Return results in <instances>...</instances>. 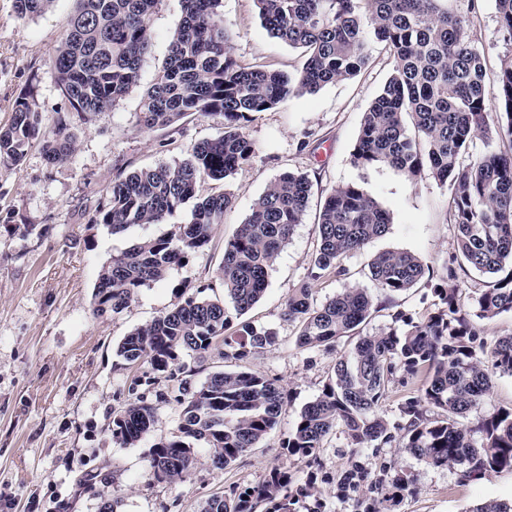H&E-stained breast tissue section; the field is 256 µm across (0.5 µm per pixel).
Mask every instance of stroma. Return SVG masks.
<instances>
[{
  "label": "stroma",
  "mask_w": 512,
  "mask_h": 512,
  "mask_svg": "<svg viewBox=\"0 0 512 512\" xmlns=\"http://www.w3.org/2000/svg\"><path fill=\"white\" fill-rule=\"evenodd\" d=\"M75 8L76 0H55L47 13L31 19L16 13L13 0H0V126L9 123L15 99L30 92L44 129H51L65 106L51 60ZM457 8L488 74H495L504 56L512 55V44L498 32L495 0H457ZM181 18V0H161L138 86L110 110L77 123L70 161L48 164L36 146L20 165L0 161V512H98L107 497L114 499L115 512H202L212 494L256 484L277 465L288 467L296 485L311 492L320 512H471L488 499H512V470L469 477L463 466L428 465L396 443L354 448L339 431L314 460L288 455L282 446L300 410L353 344L344 337L330 351L298 348V324L285 315L290 290L312 282L322 302L352 286L371 288L367 263L388 250L417 255L439 276L456 252L448 187L426 172L411 181L390 167L360 168L352 161L362 115L391 73L383 46H376L356 76L255 114L246 128L257 146L252 162L199 186L200 195L223 191L233 199L208 246L174 266L165 280L141 288L121 313H94L101 267L141 240L170 235L189 214L184 208L165 223L134 224L114 234L89 223L96 201L117 173L175 164L191 144L224 129L222 117L197 114L167 129L137 123L143 92L162 69ZM222 18L243 65L285 73L301 68L299 49L265 29L254 0H223ZM289 170L314 174L309 206L272 268L264 296L245 315L277 333L276 345L249 367L278 378L288 406L259 447L231 466L215 468L204 455L185 480L156 482L149 451L176 432L180 409L161 407L137 445L113 441L112 416L143 395L133 382L148 369L143 362L119 366L116 348L134 328L174 308L182 287L211 284L223 296L215 281L225 243L266 184ZM352 181L390 213V229L343 259L347 276L310 281L320 204L332 188ZM437 302L431 288L409 289L383 300L358 333L394 326L400 312L426 316ZM356 464L364 480L343 488V475ZM89 473L97 476L93 488L77 494L76 480Z\"/></svg>",
  "instance_id": "1"
}]
</instances>
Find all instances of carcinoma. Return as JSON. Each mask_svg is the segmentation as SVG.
Returning <instances> with one entry per match:
<instances>
[{
	"mask_svg": "<svg viewBox=\"0 0 512 512\" xmlns=\"http://www.w3.org/2000/svg\"><path fill=\"white\" fill-rule=\"evenodd\" d=\"M78 7L52 58L57 84L69 109L56 113L49 133L34 101L16 99L10 123L0 128V160L20 164L39 144L50 164L68 161L76 150L73 119L105 112L136 87L140 65L152 46V16L161 0H77ZM451 0H256L259 17L276 38L303 51L294 74L240 63L232 34L224 28L223 0H182L183 16L169 43L167 62L142 96L138 122L147 129L167 128L188 114L219 115L222 134L192 144L173 165L118 174L88 223L120 233L133 224H161L190 203V216L174 233L147 238L102 267L93 293L94 311L119 314L140 288L166 279L171 266L207 246L231 197L197 195L205 179L223 180L256 153L246 134L254 114L291 96L358 74L370 62L376 42L390 52L392 70L380 94L363 113L353 163L387 165L409 178L427 170L450 190L458 266L435 277L408 251L389 250L368 262L370 280L387 296L420 283L433 289L437 308L415 319L395 316L405 329L360 336L336 360L319 395L300 412L283 441L291 456L317 457L337 429L351 445L402 447L432 466L458 464L470 475L512 470V409H501L468 426L465 419L491 391L490 373L474 346L472 319L492 320L512 311V57L494 76L497 112L485 97L487 71L481 52L467 35L466 20L448 7ZM54 0H14L23 18L46 13ZM499 32L512 42V0H495ZM497 132L509 150L465 157L474 141ZM312 189L310 174L288 171L267 183L245 221L224 246L217 280L224 298L197 287L173 309L134 328L118 344L116 356L127 365L149 363L148 375L135 381L151 387L164 379L171 392L155 391L112 418V437L138 444L157 420L158 406L181 408L177 433L153 445L150 467L156 482L173 483L199 462L198 446L210 451L218 468L234 463L275 428L288 404L275 379L253 372L248 361L276 343L271 329L242 322L225 334L231 317L241 316L264 295L269 271L282 248L303 223ZM390 214L356 182L333 188L317 222V246L310 278L346 276L342 259L385 236ZM474 271L489 282L465 310L459 301L458 272ZM377 308L365 288H346L317 302L313 288L292 289L286 315L298 322L297 345L333 349ZM215 351L238 362L198 383L194 369L178 363L185 353L203 359ZM492 366L512 376V335L490 349ZM424 379L402 405L405 423L393 433L376 417L380 400L398 373ZM310 493L294 486L288 469L272 468L265 478L230 494L211 496L204 512H296Z\"/></svg>",
	"mask_w": 512,
	"mask_h": 512,
	"instance_id": "obj_1",
	"label": "carcinoma"
}]
</instances>
